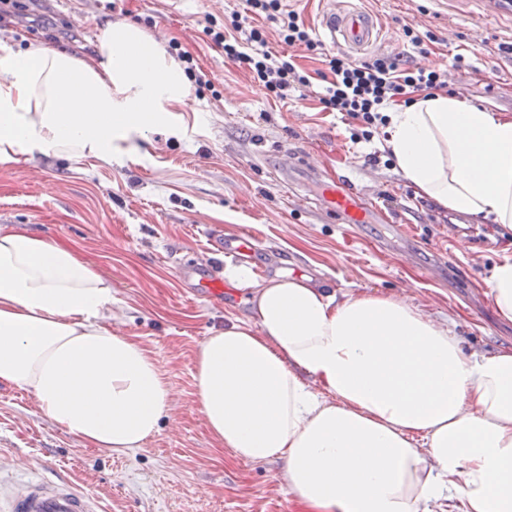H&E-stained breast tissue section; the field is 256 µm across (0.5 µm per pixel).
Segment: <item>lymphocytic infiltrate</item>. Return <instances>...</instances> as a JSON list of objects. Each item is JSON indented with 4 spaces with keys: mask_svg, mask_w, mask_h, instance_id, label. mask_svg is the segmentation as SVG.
Returning a JSON list of instances; mask_svg holds the SVG:
<instances>
[{
    "mask_svg": "<svg viewBox=\"0 0 512 512\" xmlns=\"http://www.w3.org/2000/svg\"><path fill=\"white\" fill-rule=\"evenodd\" d=\"M255 16L275 24L285 45L318 49L319 42L301 13L284 9L281 0H245L243 11L225 17L223 28L210 24L204 32L223 47L228 60L247 64L254 81L275 99H305L314 81H322L319 101L324 109L355 120L353 143L371 142L387 123L386 109L407 89L439 91L448 86V74L441 70L402 67L380 58L356 63L341 54L325 56L322 70L310 76L293 60L268 50L265 29L249 23Z\"/></svg>",
    "mask_w": 512,
    "mask_h": 512,
    "instance_id": "1",
    "label": "lymphocytic infiltrate"
}]
</instances>
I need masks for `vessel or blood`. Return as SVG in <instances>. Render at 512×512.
Instances as JSON below:
<instances>
[{"label":"vessel or blood","mask_w":512,"mask_h":512,"mask_svg":"<svg viewBox=\"0 0 512 512\" xmlns=\"http://www.w3.org/2000/svg\"><path fill=\"white\" fill-rule=\"evenodd\" d=\"M322 27L331 43H344L353 51L371 45L383 33L376 17L356 6L342 11L327 7L322 14ZM320 196L329 210L341 215L344 223L367 224L378 219L377 210L356 193L347 194L324 184ZM192 274V267L181 266V277L193 281L190 294L223 298L220 281L205 277L196 280ZM97 509L96 501L88 493L68 483L25 476L0 479V512H97Z\"/></svg>","instance_id":"vessel-or-blood-1"}]
</instances>
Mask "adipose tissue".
Here are the masks:
<instances>
[{
    "instance_id": "ef3b65f1",
    "label": "adipose tissue",
    "mask_w": 512,
    "mask_h": 512,
    "mask_svg": "<svg viewBox=\"0 0 512 512\" xmlns=\"http://www.w3.org/2000/svg\"><path fill=\"white\" fill-rule=\"evenodd\" d=\"M179 64L140 28L107 24L91 54L0 42V165L123 155L191 106ZM381 147L416 196L512 234V114L425 93L387 113ZM251 321L200 344L195 396L235 458L282 463L298 512H512V347L465 353L406 298L336 293L301 274L225 263ZM512 320V251L484 281ZM112 284L66 240L0 224V385L29 391L85 445L139 448L172 403L167 373L113 331Z\"/></svg>"
}]
</instances>
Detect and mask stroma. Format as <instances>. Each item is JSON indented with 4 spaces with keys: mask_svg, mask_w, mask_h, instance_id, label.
Masks as SVG:
<instances>
[{
    "mask_svg": "<svg viewBox=\"0 0 512 512\" xmlns=\"http://www.w3.org/2000/svg\"><path fill=\"white\" fill-rule=\"evenodd\" d=\"M384 33L356 61L411 60L448 73V92L512 113V12L488 0H353ZM244 0H14L0 39L26 50L81 47L90 54L107 22L138 26L161 46L177 40L209 79L192 86L196 109L174 126L136 137L134 151L94 159L25 155L0 166V220L67 239L112 283V328L150 349L170 378L173 405L141 448L104 452L57 427L21 388L0 385V470L28 466L94 494L101 512H295L275 462H247L217 448L195 404V353L241 299L186 298L178 267L224 273L209 235L255 233L250 261L267 276L309 273L336 291L405 295L448 324L464 351L512 347L482 280L503 245L494 225L462 220L417 197L390 166L369 165L373 145L352 144L351 119L318 98L280 101L247 66L225 58L203 32L205 17ZM426 37L419 54L405 32ZM466 63L456 67V55ZM291 153L294 189L276 161ZM317 162L309 174L307 161ZM362 170L356 189L387 219L343 224L314 198L319 184Z\"/></svg>",
    "mask_w": 512,
    "mask_h": 512,
    "instance_id": "1",
    "label": "stroma"
}]
</instances>
